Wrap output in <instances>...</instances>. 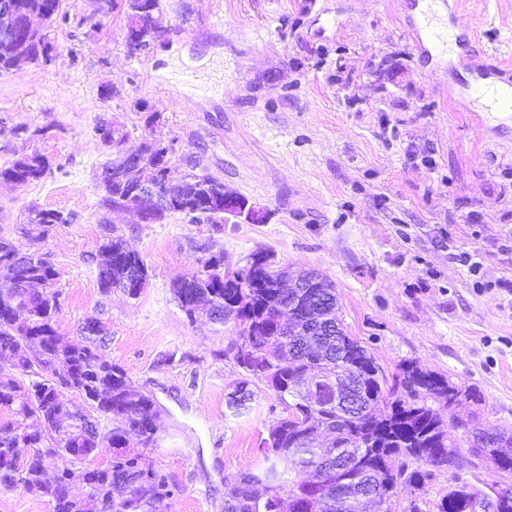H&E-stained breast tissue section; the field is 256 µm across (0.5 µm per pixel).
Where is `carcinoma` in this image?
Wrapping results in <instances>:
<instances>
[{
  "label": "carcinoma",
  "mask_w": 512,
  "mask_h": 512,
  "mask_svg": "<svg viewBox=\"0 0 512 512\" xmlns=\"http://www.w3.org/2000/svg\"><path fill=\"white\" fill-rule=\"evenodd\" d=\"M19 25L6 31L0 21V39L14 36V48L29 61L50 60L47 36L28 33L22 25L29 17L45 15L66 21L61 0H10ZM127 46L144 51L160 37L157 15L161 0H124ZM155 221L180 214L196 224H222L217 213L224 204V182L201 171L200 161L189 162L193 171L182 173L158 150ZM50 169L38 153L24 155L0 167V181L24 185L40 180ZM104 205H124L129 184L112 180L105 187ZM28 223L46 236L69 218L57 210L32 208ZM101 266L97 280L109 294L124 286L136 299L145 290L148 273L140 256L120 238H108L98 250ZM8 269L0 281V299L10 301L17 315L0 314V486L21 488L46 498L52 512H157V506L175 495L168 475L146 463L144 450L153 447L146 436L148 419L156 402L135 386L121 366L102 352L108 332L99 321L80 325L76 341L61 335L54 317L59 294L54 290L58 273L49 256L26 251L12 259L0 252V268ZM242 276L224 274V254L211 255L203 264V281L173 284V294L187 318H192L197 298L206 296L219 311L215 323L241 327L231 350L248 374L238 386L257 379L272 389L283 407L262 441L265 465L241 473L225 484L224 512H357L352 505L359 491L372 489L382 512H394L396 495L404 486L418 490L430 473L423 466L461 469L459 457L467 442L449 436L452 430L473 435L468 452L490 460L501 476L512 477V428L486 433L477 417L447 423L437 403L453 408L477 403L472 386H458L442 374L409 362L400 366L404 390L387 386L380 366L360 341L350 336L338 317L335 288L320 289L315 306L320 336H292L275 319L285 297L270 286L279 273L268 256L254 254ZM345 381L356 402L347 408L334 403V385ZM72 388L77 403H64L60 392ZM112 421V426L102 421ZM319 431L335 432L331 445L315 443ZM34 448L36 457L24 462L16 448ZM81 448L80 456L66 450ZM69 457L70 465L56 466ZM104 457L98 465L91 458ZM345 468L341 482L336 466ZM310 472L301 484L291 474ZM62 472L81 482L83 493H70V484L52 481ZM436 512H512V490L485 497L476 485L455 478L448 492L433 504Z\"/></svg>",
  "instance_id": "cac0c4a2"
}]
</instances>
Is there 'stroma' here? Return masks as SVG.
<instances>
[{
    "label": "stroma",
    "instance_id": "1",
    "mask_svg": "<svg viewBox=\"0 0 512 512\" xmlns=\"http://www.w3.org/2000/svg\"><path fill=\"white\" fill-rule=\"evenodd\" d=\"M165 36L130 53L121 0H62L46 24L49 62L0 74V167L38 152L36 182H0V235L49 254L57 330L101 321L107 359L153 396L158 441L147 461L177 487L159 512H224V485L263 462L282 407L264 383L243 410L245 373L228 351L239 329L189 321L172 285L224 254L236 271L256 253L278 268L319 270L346 331L386 378L402 363L483 397L484 427H512V119L473 113L461 97L484 55L512 64V0H457L471 65L423 56L412 25L422 0H162ZM148 112H140V103ZM125 145H172L260 224H142L106 208L97 181ZM61 211L46 239L24 235L31 208ZM136 251L148 284L136 299L103 294L92 261L107 237ZM482 264L472 274L465 255Z\"/></svg>",
    "mask_w": 512,
    "mask_h": 512
}]
</instances>
